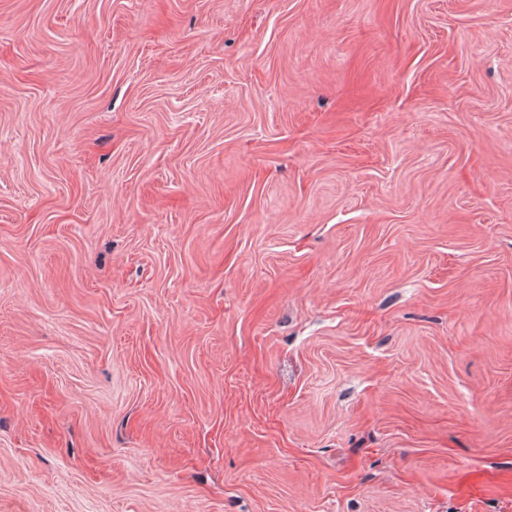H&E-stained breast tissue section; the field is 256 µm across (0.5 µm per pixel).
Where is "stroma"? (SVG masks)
<instances>
[{
	"label": "stroma",
	"mask_w": 512,
	"mask_h": 512,
	"mask_svg": "<svg viewBox=\"0 0 512 512\" xmlns=\"http://www.w3.org/2000/svg\"><path fill=\"white\" fill-rule=\"evenodd\" d=\"M0 512H512V0H0Z\"/></svg>",
	"instance_id": "35a3bbf8"
}]
</instances>
